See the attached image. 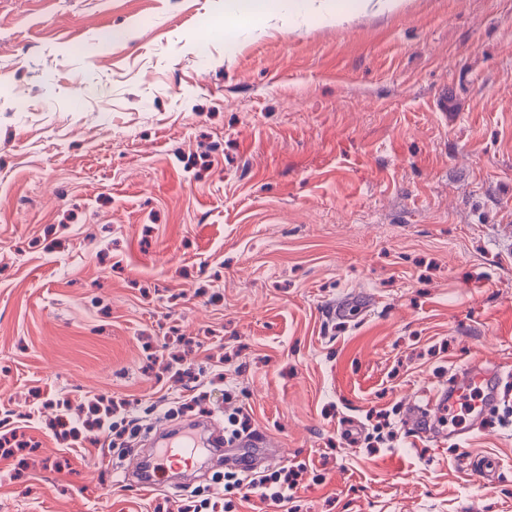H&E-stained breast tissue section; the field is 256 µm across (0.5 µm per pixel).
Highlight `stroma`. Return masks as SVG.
Listing matches in <instances>:
<instances>
[{"mask_svg":"<svg viewBox=\"0 0 512 512\" xmlns=\"http://www.w3.org/2000/svg\"><path fill=\"white\" fill-rule=\"evenodd\" d=\"M505 239L512 0H0V512L210 497L223 468L145 489L85 425L126 404L148 448L201 395L306 466L213 512H512V388L464 444L491 484L404 422L469 360L512 370Z\"/></svg>","mask_w":512,"mask_h":512,"instance_id":"35a3bbf8","label":"stroma"}]
</instances>
